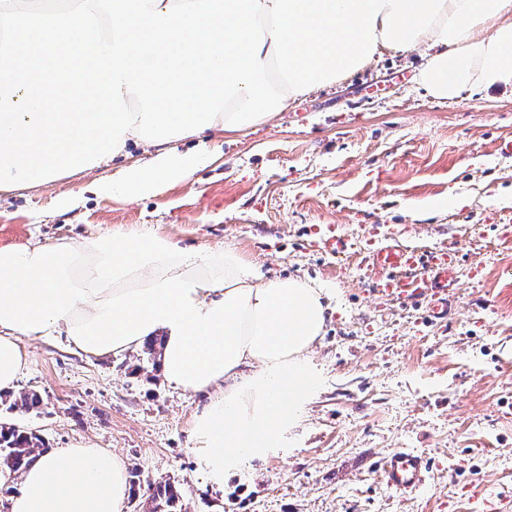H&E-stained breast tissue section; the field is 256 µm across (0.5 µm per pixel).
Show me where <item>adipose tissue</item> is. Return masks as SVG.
Returning a JSON list of instances; mask_svg holds the SVG:
<instances>
[{"label":"adipose tissue","instance_id":"1","mask_svg":"<svg viewBox=\"0 0 512 512\" xmlns=\"http://www.w3.org/2000/svg\"><path fill=\"white\" fill-rule=\"evenodd\" d=\"M430 51L417 81L437 99L512 86V5L452 45L422 35ZM223 122L195 146L140 144L127 136L98 198L125 203L190 182L215 164ZM143 145L148 158L135 161ZM323 289L296 277L266 276L234 248L188 252L168 237L112 234L81 241L0 246V392L28 367L19 340L64 335L94 355L117 354L161 336V373L175 387L208 394L192 421L199 458L215 483L242 462L281 448L319 386L308 359L323 336ZM124 459L83 440L48 450L26 466L9 512H125Z\"/></svg>","mask_w":512,"mask_h":512}]
</instances>
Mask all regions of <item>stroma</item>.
<instances>
[{"instance_id":"35a3bbf8","label":"stroma","mask_w":512,"mask_h":512,"mask_svg":"<svg viewBox=\"0 0 512 512\" xmlns=\"http://www.w3.org/2000/svg\"><path fill=\"white\" fill-rule=\"evenodd\" d=\"M424 53L384 51L225 136L216 166L162 195L98 199L88 187L111 177L107 165L0 197V245L148 231L186 250L229 245L267 275L326 289L334 310L310 356L320 386L285 448L215 485L191 438L207 394L133 374L142 349L93 356L62 338L22 339L31 361L14 392L43 404L21 413L0 400V422L52 448L92 440L141 480L174 479L185 512H512V240L497 231L512 225V157L499 151L512 140V88L432 98L414 79ZM61 190L81 205L52 210ZM375 224L406 245L458 248L447 321L373 300L358 254ZM325 234L348 251L326 250ZM402 448L427 462L409 494L379 476L381 457Z\"/></svg>"}]
</instances>
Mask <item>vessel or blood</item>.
<instances>
[{
	"label": "vessel or blood",
	"mask_w": 512,
	"mask_h": 512,
	"mask_svg": "<svg viewBox=\"0 0 512 512\" xmlns=\"http://www.w3.org/2000/svg\"><path fill=\"white\" fill-rule=\"evenodd\" d=\"M458 259V250L450 246L429 250L397 242L372 246L361 262L362 278L376 300L421 307L434 322L447 318L451 309V272ZM426 473L424 458L408 449L387 454L380 468L384 483L403 491L418 488Z\"/></svg>",
	"instance_id": "b4317fda"
}]
</instances>
